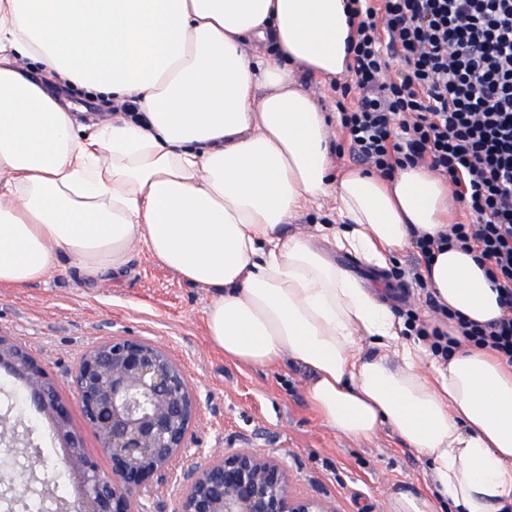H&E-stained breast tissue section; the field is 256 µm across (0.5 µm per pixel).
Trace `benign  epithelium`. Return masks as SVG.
Segmentation results:
<instances>
[{"mask_svg":"<svg viewBox=\"0 0 512 512\" xmlns=\"http://www.w3.org/2000/svg\"><path fill=\"white\" fill-rule=\"evenodd\" d=\"M0 367L21 379L52 422L73 479L77 512H134L135 490L189 448L198 401L185 372L158 346L112 338L72 377L86 425L112 460L103 472L71 430L59 385L25 351L0 337ZM176 512H334L291 490L284 465L254 448L224 453L190 478Z\"/></svg>","mask_w":512,"mask_h":512,"instance_id":"7a95c632","label":"benign epithelium"}]
</instances>
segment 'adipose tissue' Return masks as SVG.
<instances>
[{
    "instance_id": "ef3b65f1",
    "label": "adipose tissue",
    "mask_w": 512,
    "mask_h": 512,
    "mask_svg": "<svg viewBox=\"0 0 512 512\" xmlns=\"http://www.w3.org/2000/svg\"><path fill=\"white\" fill-rule=\"evenodd\" d=\"M346 0H0V286L43 279L59 255L100 284L133 244L215 289L206 334L225 358L307 369L329 429H389L432 461L431 487L393 512L512 507V363L481 348L433 355L373 288L324 247L380 270L458 203L427 168L384 180L334 173L326 112L295 72L347 73ZM32 64L19 67V60ZM65 78L138 115L79 124ZM333 203L336 221L285 234ZM422 274L485 324L502 309L474 253L444 250ZM373 354H364L363 341Z\"/></svg>"
}]
</instances>
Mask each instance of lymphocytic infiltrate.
<instances>
[{
  "label": "lymphocytic infiltrate",
  "instance_id": "1",
  "mask_svg": "<svg viewBox=\"0 0 512 512\" xmlns=\"http://www.w3.org/2000/svg\"><path fill=\"white\" fill-rule=\"evenodd\" d=\"M352 60L336 89L356 95L341 125L353 160L382 177L422 164L444 178L467 223L421 237V256L476 250L501 316L467 320L441 303L419 267L408 273L439 324L407 323L447 353L466 344L512 361V0H346ZM404 68L388 78L390 58ZM453 331H444V323Z\"/></svg>",
  "mask_w": 512,
  "mask_h": 512
}]
</instances>
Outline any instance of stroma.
<instances>
[{
    "mask_svg": "<svg viewBox=\"0 0 512 512\" xmlns=\"http://www.w3.org/2000/svg\"><path fill=\"white\" fill-rule=\"evenodd\" d=\"M420 259L418 247L400 253L383 294L392 311L414 310L430 322L422 294L402 270ZM211 291L164 267L144 245L133 246L118 282L95 285L61 259L45 279L25 288L0 286V336L24 349L60 386L70 424L102 471L112 462L86 427L71 384L83 355L111 337L138 338L165 348L182 367L200 402L188 449L170 473L141 487L138 512H174L184 473L205 468L224 452L254 448L284 463L293 491L327 502L335 512H391L399 495L419 496L431 485L427 457L390 430L369 440L328 429L305 395L308 375L284 359L249 368L225 359L208 341L204 312ZM16 409L22 440L50 464L63 452L49 419L28 399L23 385L0 369V413Z\"/></svg>",
    "mask_w": 512,
    "mask_h": 512,
    "instance_id": "35a3bbf8",
    "label": "stroma"
}]
</instances>
